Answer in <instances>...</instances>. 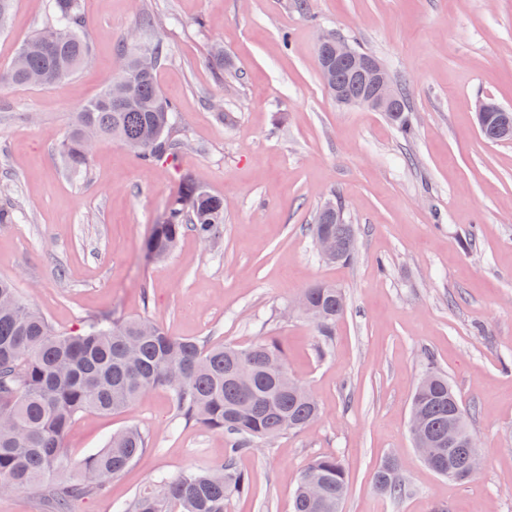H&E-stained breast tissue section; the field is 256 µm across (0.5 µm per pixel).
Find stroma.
Instances as JSON below:
<instances>
[{
    "label": "stroma",
    "instance_id": "stroma-1",
    "mask_svg": "<svg viewBox=\"0 0 512 512\" xmlns=\"http://www.w3.org/2000/svg\"><path fill=\"white\" fill-rule=\"evenodd\" d=\"M82 3L90 63L53 89L0 86V184L16 204L14 223L0 224V276L63 335L146 316L204 344L282 345L322 414L237 458L250 491L228 512H292L302 469L325 455L346 469L343 512H512V142H485L476 120L482 98L512 108V0H308L304 12L295 0ZM145 12L155 24L142 39L168 50L157 81L189 146L148 165L105 142L89 176L71 177L57 145ZM47 19V0H15L0 72ZM323 31L375 53L409 89L413 139L383 113L330 98ZM189 174L223 196L224 233L213 244L185 233L150 261L145 241ZM333 197L357 240L344 264L324 261L308 231ZM319 283L346 297L327 346L293 309ZM428 354L475 411L483 462L465 483L429 469L409 433ZM129 425L147 449L74 512H122L157 475L225 459L224 436L179 420L159 389L119 413L82 414L65 440L73 463ZM390 458L407 487L396 500L372 483Z\"/></svg>",
    "mask_w": 512,
    "mask_h": 512
}]
</instances>
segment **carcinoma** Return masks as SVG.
<instances>
[{"label": "carcinoma", "mask_w": 512, "mask_h": 512, "mask_svg": "<svg viewBox=\"0 0 512 512\" xmlns=\"http://www.w3.org/2000/svg\"><path fill=\"white\" fill-rule=\"evenodd\" d=\"M50 23L21 47L25 65L0 72V85L51 89L84 65L91 55L81 0H49ZM153 69H144L136 52L118 46L119 66L104 88L73 113L58 147L65 168L84 175L93 151L87 133L115 141L147 164L173 162L186 142L173 135L176 106L160 91L156 67L168 57L153 43ZM335 81L349 94L359 93L351 68L335 71ZM167 222L155 225L146 242L154 260L169 256L187 231L210 242L224 228V198L186 176L167 204ZM312 236L328 234L338 242L340 261L355 251L351 224H323L316 216ZM314 314L306 315L320 336L333 335L345 312V295L328 284L305 289ZM411 410L426 417L433 438L448 436V426L462 436L450 455L479 453L463 408L448 378L429 356L423 363ZM170 392L177 416L196 421L227 439L225 461L212 468L190 469L149 483L126 512H227L230 500L249 491L248 475L235 466L243 453L286 433L300 432L321 416L320 406L301 381L288 372L287 357L275 341L247 348L205 345L169 335L147 317L105 318L75 335L56 333L46 318L23 300L10 278L0 277V490L29 489L46 498L51 512H73L75 501L105 493L148 447L140 428L112 434L105 447L87 455L78 477L64 448L65 437L81 413L121 411L143 393ZM374 486L397 499L406 486L391 458L372 475ZM347 477L341 460L319 456L298 480L293 512H342Z\"/></svg>", "instance_id": "carcinoma-1"}]
</instances>
